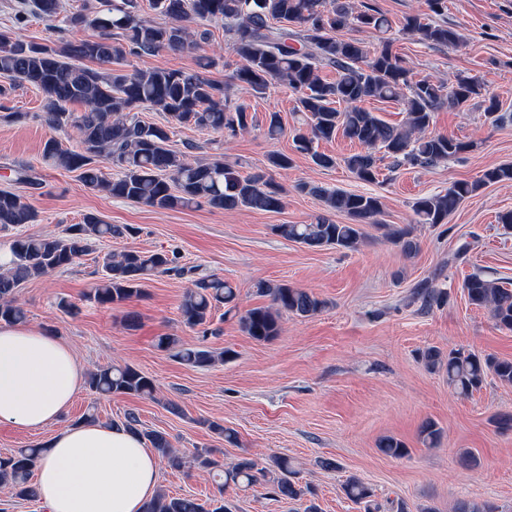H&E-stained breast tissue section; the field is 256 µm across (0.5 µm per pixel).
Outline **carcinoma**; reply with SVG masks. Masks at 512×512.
<instances>
[{
  "mask_svg": "<svg viewBox=\"0 0 512 512\" xmlns=\"http://www.w3.org/2000/svg\"><path fill=\"white\" fill-rule=\"evenodd\" d=\"M31 12L54 16L59 0H31ZM154 8L168 22L161 25L139 14L137 0H122L105 16L89 17L83 12L66 19L67 29L93 26L94 40H61L56 46L27 44L0 35V98L9 96L16 84H28L43 94L44 120L55 130L72 127L78 133V149L61 147L50 138L43 156L55 166L79 172L83 185L108 197L121 198L158 209L188 208L207 204L213 208H245L262 212L283 209L284 189L261 174L243 176L221 159L201 163L186 151L170 148V129L190 123L199 129L227 132L249 131L247 106L233 101L223 85L200 72L173 69L120 68L130 57L153 55L163 50L181 52L207 39V32L195 31L191 24L222 21L231 39L232 51L240 60L233 79L256 93L274 82L297 94L296 109L305 117L307 129L293 135L295 150L308 155L321 168L336 166V157L314 148L340 134L363 147L343 159L345 167L359 180L372 183L379 176L380 154L395 162L431 167L458 158L476 147V142L430 131L433 114L444 107L464 112L479 99L486 121L499 125L512 116L502 111L500 101L489 94L484 82L464 74L446 84L430 78H416L414 71L393 52V41L381 40L377 48L357 38H344V29L369 28L386 33L390 21L371 6L355 13L348 0H154ZM402 30L428 45L456 48L462 42L457 30L429 22L418 14L405 19ZM90 60V68L82 61ZM331 67L336 78L321 77L320 70ZM395 101L403 107L404 120L392 125L363 107L369 101ZM84 106L71 112V104ZM142 107L159 110L167 124H147L138 118ZM116 169L106 176L100 164ZM512 182V164H500L484 171L476 181L460 180L443 193L420 197L412 204L419 224H445L461 204L487 184ZM298 189L318 198L329 212L339 213L347 223L337 224L325 216L309 224H275L274 234L312 249L336 248L355 251L365 237L367 225L385 230L384 236L411 256L419 243L408 227L382 223L383 205L375 195L356 194L301 183ZM37 213L24 197L0 191V229L19 228L33 223ZM133 233L127 225L104 224L87 215L80 224L69 225L61 235L16 234L10 242L8 258L0 265V322L26 319L16 302L22 283L43 277L57 269L78 263L104 239L123 238ZM173 259L164 252L146 254L129 249L109 253L103 261V275L94 288L93 299L102 305L127 302L143 293L148 277L171 270ZM470 304L487 310L499 327L512 330V288L480 274L463 282ZM256 293L270 304L251 308L238 316L243 333L257 342L279 335L284 315L306 318L319 313L326 302L313 293L284 282L260 281ZM236 289L220 277H200L191 283L181 303L185 326L202 337L212 334L210 323L215 309L224 314L235 311ZM157 347L170 351L183 363L205 367L222 362L227 353H216L203 345L184 347L175 336H160ZM431 371L441 372L455 392L470 396L481 389L489 376L512 385V360L492 354L482 355L466 347L448 352L431 346L420 353ZM88 387L102 395L127 394L156 399L153 378L130 365L107 364L88 376ZM124 425L148 440L167 458L173 468L188 466L213 474L220 488L230 485L251 488L269 485L286 500L303 502L311 494L297 479V471L286 457L275 456L260 468L247 456L225 469L211 448H198L188 458L181 455L161 431L144 432L133 412ZM422 443L436 446L442 431L432 421L419 430ZM377 448L386 456L403 458L408 448L393 436L379 439ZM44 446L19 448L0 457V485L12 489L15 497L35 496L31 483ZM348 499L365 504L366 512H378L372 489L351 476L343 484ZM143 512H230L225 505L208 509L198 499L173 497L163 490L150 499ZM454 512H502L490 501L461 500Z\"/></svg>",
  "mask_w": 512,
  "mask_h": 512,
  "instance_id": "carcinoma-1",
  "label": "carcinoma"
}]
</instances>
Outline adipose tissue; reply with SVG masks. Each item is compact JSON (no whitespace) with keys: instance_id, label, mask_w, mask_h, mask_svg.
<instances>
[{"instance_id":"ef3b65f1","label":"adipose tissue","mask_w":512,"mask_h":512,"mask_svg":"<svg viewBox=\"0 0 512 512\" xmlns=\"http://www.w3.org/2000/svg\"><path fill=\"white\" fill-rule=\"evenodd\" d=\"M83 382L72 347L58 336L0 324V425L30 432L57 423ZM157 488L155 453L118 423L66 427L37 463L43 512H143Z\"/></svg>"}]
</instances>
